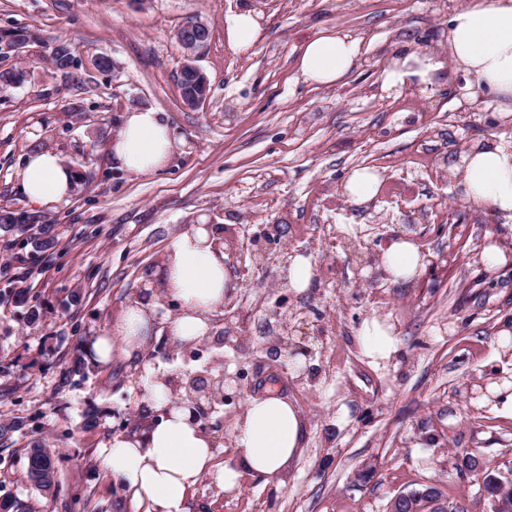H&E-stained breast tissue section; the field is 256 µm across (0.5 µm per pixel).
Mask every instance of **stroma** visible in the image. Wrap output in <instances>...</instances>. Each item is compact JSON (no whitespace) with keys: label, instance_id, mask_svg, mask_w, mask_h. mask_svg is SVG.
Instances as JSON below:
<instances>
[{"label":"stroma","instance_id":"obj_1","mask_svg":"<svg viewBox=\"0 0 512 512\" xmlns=\"http://www.w3.org/2000/svg\"><path fill=\"white\" fill-rule=\"evenodd\" d=\"M460 0H0V33L29 29L37 42L0 58L23 84L0 90V210L49 228L43 253L19 249L0 228V290H28L40 316L0 307V421H20L0 442V499L27 512H138L107 471L104 450L122 429L154 417L152 377L196 371L228 376L223 403L207 409L216 463L235 451L233 425L250 397L276 393L299 410L302 447L281 481L247 474L239 493L211 476L189 512H387L391 499L437 485L467 512H492L475 478L448 473L450 457L479 452L512 475V220L465 201L450 166L483 140L512 144V112L470 96L461 74L426 89L385 88L398 49L448 58V17ZM252 12L261 39L231 47L226 22ZM209 30L195 55L176 38L187 21ZM325 28L358 38L341 85L315 87L296 71L304 43ZM69 43L74 65L53 67ZM109 57L113 69L98 68ZM208 97L187 107L178 76L187 58ZM151 108L177 131L170 162L143 176L112 165L121 113ZM38 150L77 174L69 196L35 204L21 166ZM382 176L372 201L342 193L348 174ZM196 224L224 235L236 285L211 336L180 346L158 332L139 368L95 362L90 342L144 288H159L169 244ZM409 237L424 270L393 282L381 254ZM496 245L502 265L484 261ZM314 275L288 285L295 256ZM80 294L72 303V294ZM30 305V306H31ZM391 326L388 361L366 357L362 324ZM231 338L217 343L223 331ZM82 361L79 374L69 371ZM98 416L84 428V416ZM56 453V491L25 477L26 450Z\"/></svg>","mask_w":512,"mask_h":512}]
</instances>
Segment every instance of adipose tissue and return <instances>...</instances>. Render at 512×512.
<instances>
[{"label": "adipose tissue", "instance_id": "1", "mask_svg": "<svg viewBox=\"0 0 512 512\" xmlns=\"http://www.w3.org/2000/svg\"><path fill=\"white\" fill-rule=\"evenodd\" d=\"M359 53L357 39L325 30L305 43L297 70L308 84L334 86L350 73ZM447 62L512 112V0H462L448 19ZM444 63L415 49L399 53L384 69L383 84L397 89L431 85ZM177 142L175 129L157 112L137 109L123 114L112 156L120 169L148 174L168 163ZM456 169L464 199L512 219V145L479 142L460 155ZM21 176L26 196L35 203L66 198L75 179L73 170L50 151L28 156ZM219 236L214 225L196 224L167 249L160 281L164 293L182 308L167 323L176 342L206 336L212 315L223 308L233 286ZM424 265L423 255L405 238L393 240L382 252V266L396 282L414 279ZM155 308L154 302L142 300L127 306L110 335L93 343L97 361L109 362L119 352L126 361L137 362L156 332ZM149 396L163 413L160 422L142 433L112 438L104 457L106 468L131 492L141 512H186L192 487L206 473L230 494L238 492L247 474L278 479L302 445L304 424L297 407L274 394L255 397L235 422L236 457L218 467L213 442L193 420L190 402L172 400L161 379L150 383Z\"/></svg>", "mask_w": 512, "mask_h": 512}]
</instances>
